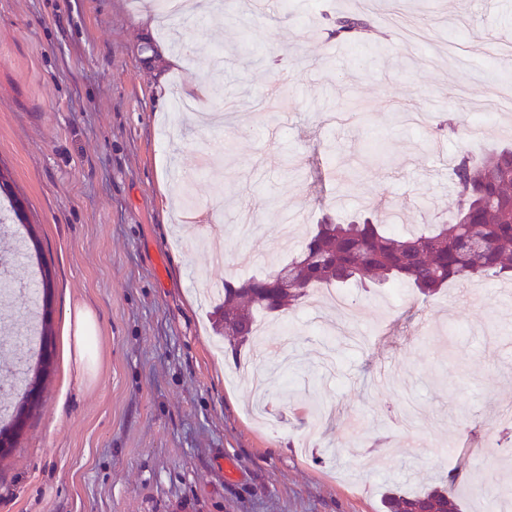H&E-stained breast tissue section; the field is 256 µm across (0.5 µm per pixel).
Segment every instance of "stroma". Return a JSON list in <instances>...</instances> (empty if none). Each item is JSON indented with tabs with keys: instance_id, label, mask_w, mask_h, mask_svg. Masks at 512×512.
Here are the masks:
<instances>
[{
	"instance_id": "35a3bbf8",
	"label": "stroma",
	"mask_w": 512,
	"mask_h": 512,
	"mask_svg": "<svg viewBox=\"0 0 512 512\" xmlns=\"http://www.w3.org/2000/svg\"><path fill=\"white\" fill-rule=\"evenodd\" d=\"M194 2L165 17L157 0H0V170L37 226L55 337L0 456V512H384L430 486L494 512L512 499L501 282L352 286L345 308L322 288L285 312L287 341L237 358L218 306L323 216H450V159L512 146V111L470 133L512 88L493 57L512 0ZM363 11L382 47L329 36L323 13ZM189 85L204 92L186 111ZM217 239L251 266L210 263ZM77 300L97 316L82 385ZM95 312L84 302L76 301L68 310L66 336L68 340V360L73 364L76 378L84 380L91 371L87 359V341L95 330Z\"/></svg>"
}]
</instances>
